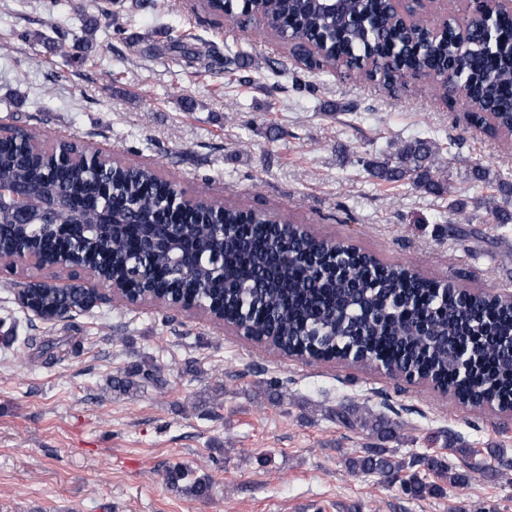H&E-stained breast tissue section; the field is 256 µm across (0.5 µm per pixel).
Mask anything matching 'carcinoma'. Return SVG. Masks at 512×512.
<instances>
[{"mask_svg": "<svg viewBox=\"0 0 512 512\" xmlns=\"http://www.w3.org/2000/svg\"><path fill=\"white\" fill-rule=\"evenodd\" d=\"M202 7L234 27L260 15L261 31L288 26L295 35L320 51L325 65L338 58L387 60L367 76L386 85L397 81L396 71L425 67L438 75L436 84L456 74L463 93L451 104L467 111L471 124L496 137L512 132V16L495 18L498 39L486 43L480 31L471 34V50L461 54L449 29L423 51L427 21L409 24L392 19L385 0H349L348 20L324 13L315 0H205ZM88 40L65 35L53 42V51L71 61L82 58ZM165 50L176 63H201L208 69H242L243 51L223 54L211 44L203 52L180 34L167 33ZM371 175L379 180L405 179L430 193L444 190L437 178L436 149L417 139L404 144L397 161H371ZM0 181H13L33 190L65 196L70 204L51 227H22L13 211H0V251L9 254L24 248L48 262H61L72 252L81 262L117 281H126L134 262H145L155 294L194 300L224 313V318L246 322L258 334L272 335L287 351L311 357L394 363L424 374L460 399H482L512 404V356L505 344L512 339V303L503 295L496 300H471L455 288L419 276L398 264L382 263L355 248L332 246L312 235L284 244L281 232L261 222L246 223L241 211L226 207L221 213L186 211L170 206L174 184L146 167L115 163L103 169L86 168L65 158L63 146L44 148L34 132L27 140L0 142ZM131 213V222L118 224L112 236L101 237L94 225L103 215ZM224 224L218 232L213 223ZM155 232L187 240L191 261L156 252L143 257L146 237ZM224 279L217 278V267ZM83 297L75 288L61 291L54 300L57 313L73 315L82 309ZM447 311L448 329L438 338L417 334L416 325ZM464 352L463 365L455 368L444 358V344ZM155 364L137 367L114 385L127 388L142 382H159ZM348 427L369 429L385 439L392 436L385 415L369 411L344 412ZM416 465L454 485H464L468 474L451 472L448 462L421 456ZM405 462L389 455L387 448H371L348 462L359 473L396 474ZM415 497L441 491L412 476L403 484Z\"/></svg>", "mask_w": 512, "mask_h": 512, "instance_id": "cac0c4a2", "label": "carcinoma"}]
</instances>
